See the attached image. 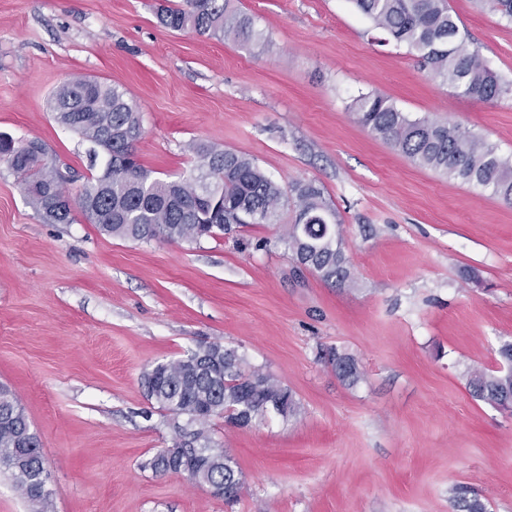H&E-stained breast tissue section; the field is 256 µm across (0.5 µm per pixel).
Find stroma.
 <instances>
[{
    "label": "stroma",
    "mask_w": 512,
    "mask_h": 512,
    "mask_svg": "<svg viewBox=\"0 0 512 512\" xmlns=\"http://www.w3.org/2000/svg\"><path fill=\"white\" fill-rule=\"evenodd\" d=\"M159 0H0V132L38 139L91 175L87 145L57 125L53 92L92 76L138 106L140 162L190 178L188 146L252 158L280 185L320 186L351 283L297 276L280 223L197 242L103 234L80 208L43 220L0 162V385L21 401L49 473L52 512H453L465 485L512 512V415L473 399L475 367L512 342V204L414 164L350 113L377 93L451 120L512 158V99L472 101L434 80L351 0H232L261 40L174 31ZM490 68L512 81V22L448 0ZM237 351L293 392L286 421L212 418L243 482L226 504L145 463L172 447L142 376L201 345ZM363 373L341 382L332 351Z\"/></svg>",
    "instance_id": "35a3bbf8"
}]
</instances>
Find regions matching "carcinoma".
Segmentation results:
<instances>
[{
    "label": "carcinoma",
    "mask_w": 512,
    "mask_h": 512,
    "mask_svg": "<svg viewBox=\"0 0 512 512\" xmlns=\"http://www.w3.org/2000/svg\"><path fill=\"white\" fill-rule=\"evenodd\" d=\"M375 27L420 54L431 76L469 99L491 103L512 97V81L494 72L460 33L447 0H351ZM512 21V0H477ZM160 22L173 31L231 39L247 46L260 38L249 16L231 0H174L161 6ZM54 121L89 144L91 167L100 171L83 184L77 203L90 223L109 236L134 240L195 242L245 224H274L284 189L250 157L215 145L194 143L197 175L166 181L151 175L136 154L142 135L136 103L116 86L77 77L59 87L50 101ZM357 123L388 142L412 162L450 180L473 184L512 204V161L496 145L454 122L412 119L388 98L361 94L353 100ZM0 161L22 177L28 204L44 220L70 222L71 204L65 175L39 140L25 143L0 132ZM291 222L280 240L288 244L297 267L322 281L344 284L351 278L336 212L314 184L291 185ZM195 364L177 359L144 375L147 396L174 416L180 447L188 449L213 483L240 482L236 462L215 444L206 424L223 415L251 422L272 410L284 418L300 413L291 390L272 376L245 365L235 351L219 344L197 348ZM502 367L474 369L467 386L473 397L512 410V342L499 348ZM336 376L354 385L361 379L356 359L332 354ZM37 434L18 397L0 387V470L36 506L51 512L50 494L41 474L43 461ZM456 512H487L462 486L450 489Z\"/></svg>",
    "instance_id": "obj_1"
}]
</instances>
